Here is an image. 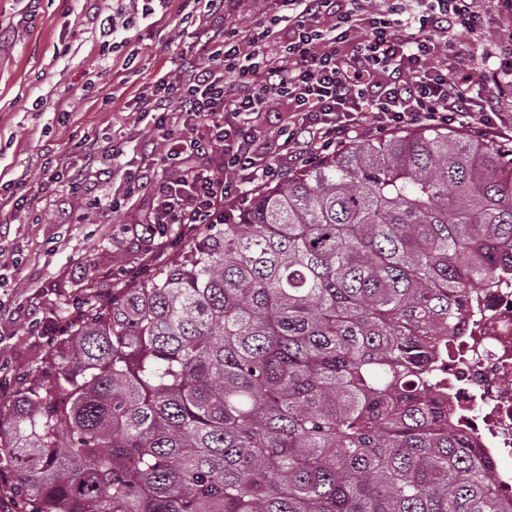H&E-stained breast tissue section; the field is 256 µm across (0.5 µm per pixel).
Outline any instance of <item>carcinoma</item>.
Segmentation results:
<instances>
[{
	"label": "carcinoma",
	"mask_w": 512,
	"mask_h": 512,
	"mask_svg": "<svg viewBox=\"0 0 512 512\" xmlns=\"http://www.w3.org/2000/svg\"><path fill=\"white\" fill-rule=\"evenodd\" d=\"M512 274V147L418 127L267 184L0 401L23 512H512L439 383Z\"/></svg>",
	"instance_id": "obj_1"
}]
</instances>
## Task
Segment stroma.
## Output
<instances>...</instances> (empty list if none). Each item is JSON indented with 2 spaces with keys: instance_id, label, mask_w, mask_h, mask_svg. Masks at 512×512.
Instances as JSON below:
<instances>
[{
  "instance_id": "1",
  "label": "stroma",
  "mask_w": 512,
  "mask_h": 512,
  "mask_svg": "<svg viewBox=\"0 0 512 512\" xmlns=\"http://www.w3.org/2000/svg\"><path fill=\"white\" fill-rule=\"evenodd\" d=\"M92 6V0H40L32 12L27 0H0V171L27 172L31 200L22 211L0 210V256L8 263L0 272V299L36 309L39 324L55 328L60 339L77 301L108 300L113 289L178 259L185 243L174 228L145 253L126 231V212H105L91 196L40 178V155L48 146L75 159L94 137L115 147L123 169L111 178L112 190L122 184L123 170L163 149L124 103L155 75L174 69L179 19H165L153 37H144L140 0H124L137 24L109 38L87 24ZM128 57L130 68L106 81L103 68ZM63 89L66 112L53 106ZM49 348L28 319L0 321V400L22 390Z\"/></svg>"
}]
</instances>
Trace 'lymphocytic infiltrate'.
Instances as JSON below:
<instances>
[{"mask_svg":"<svg viewBox=\"0 0 512 512\" xmlns=\"http://www.w3.org/2000/svg\"><path fill=\"white\" fill-rule=\"evenodd\" d=\"M255 0H146L142 14L175 11L193 47L127 102L165 143L154 163L127 172L106 209L151 202L135 233L153 248L169 226L189 235L220 224L261 185L350 143L365 127L388 133L472 122L512 143V120L488 109L512 90V0H264L252 25L234 20ZM233 82H225V75ZM287 121L258 138L251 123L272 105ZM116 155L86 142L60 154L43 182L95 193Z\"/></svg>","mask_w":512,"mask_h":512,"instance_id":"lymphocytic-infiltrate-1","label":"lymphocytic infiltrate"}]
</instances>
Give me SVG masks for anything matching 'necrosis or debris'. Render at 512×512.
<instances>
[{
    "label": "necrosis or debris",
    "instance_id": "obj_1",
    "mask_svg": "<svg viewBox=\"0 0 512 512\" xmlns=\"http://www.w3.org/2000/svg\"><path fill=\"white\" fill-rule=\"evenodd\" d=\"M448 361L458 429L494 461L495 485L512 498V282L481 289Z\"/></svg>",
    "mask_w": 512,
    "mask_h": 512
}]
</instances>
